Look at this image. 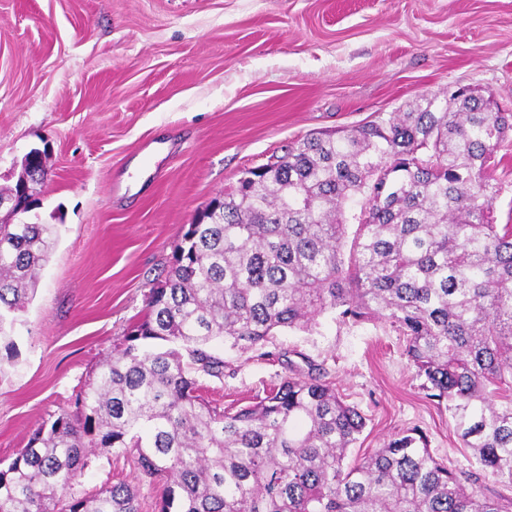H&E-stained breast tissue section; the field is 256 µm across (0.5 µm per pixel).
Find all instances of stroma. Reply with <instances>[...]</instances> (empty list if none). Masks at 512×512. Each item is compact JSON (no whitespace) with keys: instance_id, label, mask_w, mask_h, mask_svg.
Segmentation results:
<instances>
[{"instance_id":"1","label":"stroma","mask_w":512,"mask_h":512,"mask_svg":"<svg viewBox=\"0 0 512 512\" xmlns=\"http://www.w3.org/2000/svg\"><path fill=\"white\" fill-rule=\"evenodd\" d=\"M453 86L512 112V0H0V190L43 150L27 218L59 227L0 370V459L73 409L145 314L185 226L242 171ZM211 349L224 377L205 379L204 396L226 409L314 364L366 419L349 458L416 428L439 462L476 465L390 324L325 315ZM136 475L103 454L80 489Z\"/></svg>"}]
</instances>
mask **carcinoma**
<instances>
[{"mask_svg": "<svg viewBox=\"0 0 512 512\" xmlns=\"http://www.w3.org/2000/svg\"><path fill=\"white\" fill-rule=\"evenodd\" d=\"M510 131L512 112L459 87L244 170L188 225L75 410L0 467V512H138L136 484L76 490L112 450L161 485L159 512H509L481 474L512 485V223H496L487 174ZM54 240L52 224L0 223V370ZM325 314L405 337L480 471L438 462L417 429L346 462L365 419L320 372L235 412L199 393L224 377L212 341L253 346Z\"/></svg>", "mask_w": 512, "mask_h": 512, "instance_id": "cac0c4a2", "label": "carcinoma"}]
</instances>
